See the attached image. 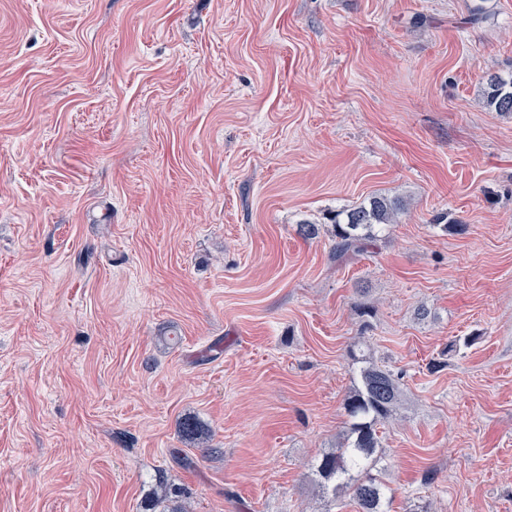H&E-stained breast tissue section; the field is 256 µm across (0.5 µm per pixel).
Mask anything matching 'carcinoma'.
Wrapping results in <instances>:
<instances>
[{
  "label": "carcinoma",
  "instance_id": "cac0c4a2",
  "mask_svg": "<svg viewBox=\"0 0 512 512\" xmlns=\"http://www.w3.org/2000/svg\"><path fill=\"white\" fill-rule=\"evenodd\" d=\"M486 106L504 114H512V78L489 79L485 90ZM399 200L374 196L368 202L350 208L342 220L332 225L331 259L342 263L349 257L369 253L385 227L394 223L400 210ZM358 342L349 348V357L361 364L358 381L344 399L348 418L346 442L334 451L323 454L314 465L315 475L323 493L336 495L350 492L360 512H387V487L371 474L377 462L381 441L378 425L392 417L400 397L395 375L385 366L363 358ZM179 432L190 443H202L204 430L200 423L186 417ZM143 512H186L181 493L159 483L154 497L145 500Z\"/></svg>",
  "mask_w": 512,
  "mask_h": 512
}]
</instances>
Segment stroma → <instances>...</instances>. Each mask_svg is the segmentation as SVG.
I'll use <instances>...</instances> for the list:
<instances>
[{
  "label": "stroma",
  "mask_w": 512,
  "mask_h": 512,
  "mask_svg": "<svg viewBox=\"0 0 512 512\" xmlns=\"http://www.w3.org/2000/svg\"><path fill=\"white\" fill-rule=\"evenodd\" d=\"M511 74L512 0H0V512H358V339L388 512H512ZM374 196V254L302 236ZM485 102L490 110L512 114V78L491 77L485 90ZM362 345L349 348L353 364L359 368L358 381L344 399L349 431L345 443L325 453L314 465L323 494L336 497L339 490L349 491L359 512H387V487L371 474L382 448L378 425L392 417L400 397L395 375L361 354ZM182 496L181 492L173 491L163 482H159L154 491V497L146 498L143 512H186L180 499ZM161 506L162 509L156 511Z\"/></svg>",
  "instance_id": "stroma-1"
}]
</instances>
